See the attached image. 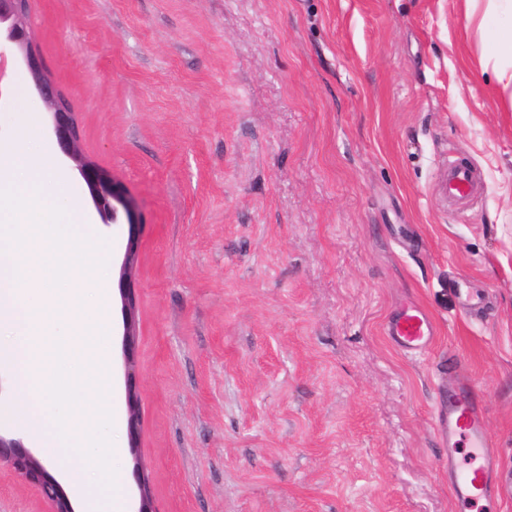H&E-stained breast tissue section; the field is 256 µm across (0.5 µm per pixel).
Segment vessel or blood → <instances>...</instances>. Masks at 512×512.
<instances>
[{"label": "vessel or blood", "mask_w": 512, "mask_h": 512, "mask_svg": "<svg viewBox=\"0 0 512 512\" xmlns=\"http://www.w3.org/2000/svg\"><path fill=\"white\" fill-rule=\"evenodd\" d=\"M444 187L449 200L459 202L467 199L474 189L471 169L461 162L449 161ZM387 333L401 348L418 352L429 342L433 325L425 312L407 307L388 326ZM471 395V388L465 387L449 402L443 427L449 449L467 443L474 459L473 466L467 468L460 467L453 459L448 462V483L454 500L462 508L482 500H491L498 489L495 460L488 446L485 415L472 401Z\"/></svg>", "instance_id": "obj_1"}]
</instances>
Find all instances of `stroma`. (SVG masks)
Masks as SVG:
<instances>
[{
	"label": "stroma",
	"instance_id": "35a3bbf8",
	"mask_svg": "<svg viewBox=\"0 0 512 512\" xmlns=\"http://www.w3.org/2000/svg\"><path fill=\"white\" fill-rule=\"evenodd\" d=\"M81 154L145 219L135 277L140 435L108 299L113 465L158 512H457L438 418L462 379L512 474V107L465 0H30ZM0 49V137L39 103ZM482 189L441 190L449 155ZM60 194L106 241L73 162ZM435 327L422 353L388 321ZM0 512H50L0 469ZM388 335L408 352H419L434 334L429 316L415 307L404 308L388 326ZM133 477L138 490L139 507L135 512H157L153 507L150 495L149 476L142 463L135 460L133 466Z\"/></svg>",
	"mask_w": 512,
	"mask_h": 512
}]
</instances>
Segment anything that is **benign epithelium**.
Here are the masks:
<instances>
[{"instance_id": "7a95c632", "label": "benign epithelium", "mask_w": 512, "mask_h": 512, "mask_svg": "<svg viewBox=\"0 0 512 512\" xmlns=\"http://www.w3.org/2000/svg\"><path fill=\"white\" fill-rule=\"evenodd\" d=\"M27 13L28 0H0V42L6 41L21 52L38 95L50 109L49 133L55 139L60 153L76 163V169L88 188L102 223L116 224L123 217L129 225L128 242L121 264L119 292L123 311L126 393L130 408L127 428L130 448L134 449L137 447L139 435L136 412L138 381L134 370L137 291L130 272L137 262L138 242L144 221L125 183L112 172L81 158L75 113L57 85L45 74L42 59L32 47ZM0 463L10 467L27 483L36 487L41 497L49 503L50 512H75L60 482L19 441L0 435ZM133 477L139 496L136 512H157L150 495L148 473L138 460L134 462Z\"/></svg>"}]
</instances>
